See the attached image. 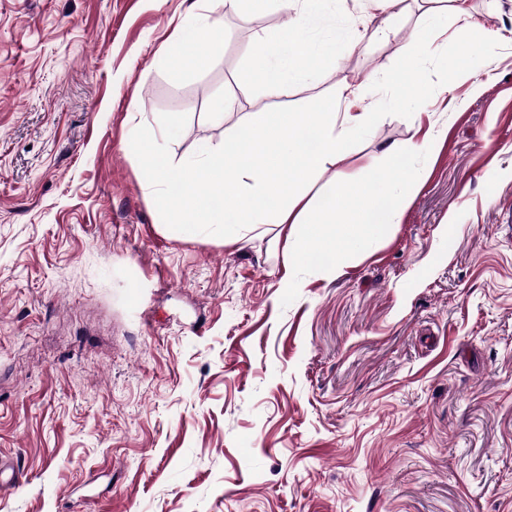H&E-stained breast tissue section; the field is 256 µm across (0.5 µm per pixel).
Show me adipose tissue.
<instances>
[{
	"instance_id": "adipose-tissue-1",
	"label": "adipose tissue",
	"mask_w": 512,
	"mask_h": 512,
	"mask_svg": "<svg viewBox=\"0 0 512 512\" xmlns=\"http://www.w3.org/2000/svg\"><path fill=\"white\" fill-rule=\"evenodd\" d=\"M276 3L280 9L294 11L295 17L278 37L257 44L256 77L268 97L282 98L304 77L309 60L319 54L307 36L306 23L309 13L318 10L322 0H276ZM223 53L224 28L209 21L182 29L165 48L168 59L185 66L201 65Z\"/></svg>"
}]
</instances>
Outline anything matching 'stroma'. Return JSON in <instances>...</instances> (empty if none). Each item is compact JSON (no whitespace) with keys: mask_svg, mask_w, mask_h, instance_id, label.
<instances>
[{"mask_svg":"<svg viewBox=\"0 0 512 512\" xmlns=\"http://www.w3.org/2000/svg\"><path fill=\"white\" fill-rule=\"evenodd\" d=\"M190 2L0 0V512H512V0L467 3L494 58L300 192L431 146L387 234L286 307L290 225L176 233L131 149L182 113L180 164L275 106L254 49L289 13L213 12L223 56L178 70ZM425 9L325 0L308 34L336 58L289 105L346 81L373 108Z\"/></svg>","mask_w":512,"mask_h":512,"instance_id":"obj_1","label":"stroma"}]
</instances>
